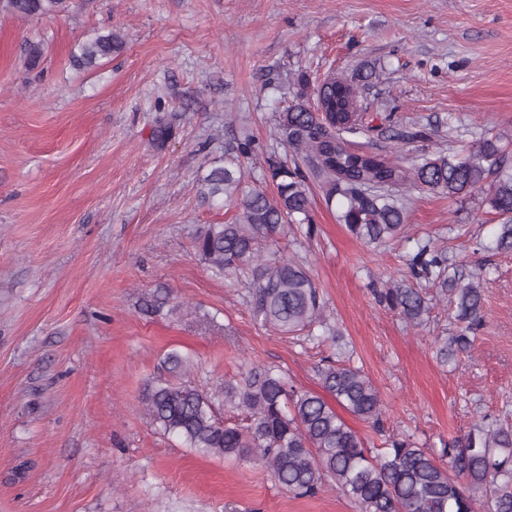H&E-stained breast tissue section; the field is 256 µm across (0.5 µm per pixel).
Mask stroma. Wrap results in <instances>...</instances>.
Returning a JSON list of instances; mask_svg holds the SVG:
<instances>
[{
  "mask_svg": "<svg viewBox=\"0 0 512 512\" xmlns=\"http://www.w3.org/2000/svg\"><path fill=\"white\" fill-rule=\"evenodd\" d=\"M122 48L93 69L79 42ZM42 58L28 65L29 43ZM363 80L354 140L410 166L496 137L512 146V0H70L55 17L0 13V512H355L327 490L297 497L270 471L164 435L145 410L164 355L204 391L256 363L318 390L344 351L378 389L387 433L440 447L481 418L512 422V252L490 242L480 195L414 189L389 246H363L314 191L313 236L279 241L315 279L339 332L290 336L252 316L244 279L195 254L203 225L234 212L195 180L247 126L264 150L299 74ZM172 119L165 144L159 116ZM426 130L425 139L396 133ZM485 280L471 358L443 364L451 309L421 326L377 305L370 282L408 283L418 240ZM122 42L111 32L98 35L78 45V53L74 52L72 57L78 66L93 68L97 66L99 59L119 50Z\"/></svg>",
  "mask_w": 512,
  "mask_h": 512,
  "instance_id": "1",
  "label": "stroma"
}]
</instances>
